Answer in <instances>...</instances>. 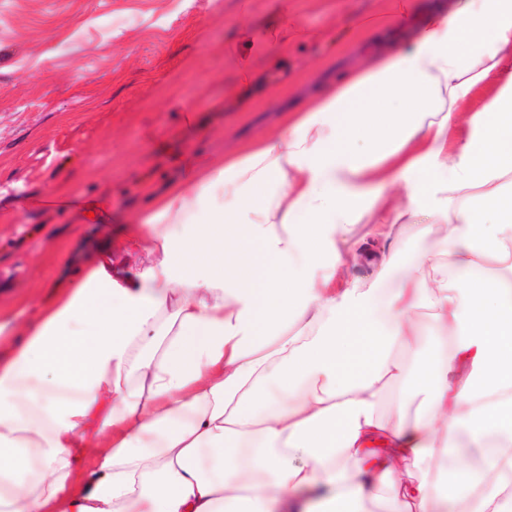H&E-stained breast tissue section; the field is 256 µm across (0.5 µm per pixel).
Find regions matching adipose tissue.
I'll return each instance as SVG.
<instances>
[{
    "label": "adipose tissue",
    "mask_w": 512,
    "mask_h": 512,
    "mask_svg": "<svg viewBox=\"0 0 512 512\" xmlns=\"http://www.w3.org/2000/svg\"><path fill=\"white\" fill-rule=\"evenodd\" d=\"M278 25L277 58L335 39ZM350 47L282 128L183 161L131 285L106 247L35 325L0 317V512H512V0H389ZM410 224L440 248H369ZM407 457L463 472L438 493Z\"/></svg>",
    "instance_id": "adipose-tissue-1"
}]
</instances>
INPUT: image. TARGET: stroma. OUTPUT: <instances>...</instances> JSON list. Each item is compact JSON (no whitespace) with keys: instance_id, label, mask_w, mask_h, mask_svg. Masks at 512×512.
<instances>
[{"instance_id":"stroma-1","label":"stroma","mask_w":512,"mask_h":512,"mask_svg":"<svg viewBox=\"0 0 512 512\" xmlns=\"http://www.w3.org/2000/svg\"><path fill=\"white\" fill-rule=\"evenodd\" d=\"M313 29L379 12L384 0H294ZM280 0H0V313L35 319L82 273L86 251L124 236L164 188L177 154L220 159L280 125L288 107L351 65L335 44H296L255 61L245 100L232 93L239 26H273ZM310 72L268 96L297 60ZM112 204L85 224L79 204Z\"/></svg>"}]
</instances>
